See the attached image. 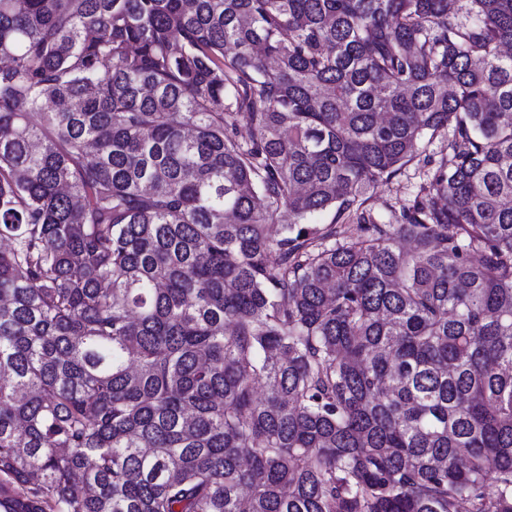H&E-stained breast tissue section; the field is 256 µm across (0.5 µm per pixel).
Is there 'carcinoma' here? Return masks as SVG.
Here are the masks:
<instances>
[{"label": "carcinoma", "mask_w": 512, "mask_h": 512, "mask_svg": "<svg viewBox=\"0 0 512 512\" xmlns=\"http://www.w3.org/2000/svg\"><path fill=\"white\" fill-rule=\"evenodd\" d=\"M508 44L512 0H0L11 512H512ZM421 146L422 153L419 157L405 166L396 177L379 184L372 191L370 204L386 222L390 220L395 223L394 217H399L402 208L413 204L420 186L426 181L428 169L438 164L442 153L448 152V132H441L430 140L428 135ZM426 155L432 161L428 166L423 163Z\"/></svg>", "instance_id": "obj_1"}]
</instances>
